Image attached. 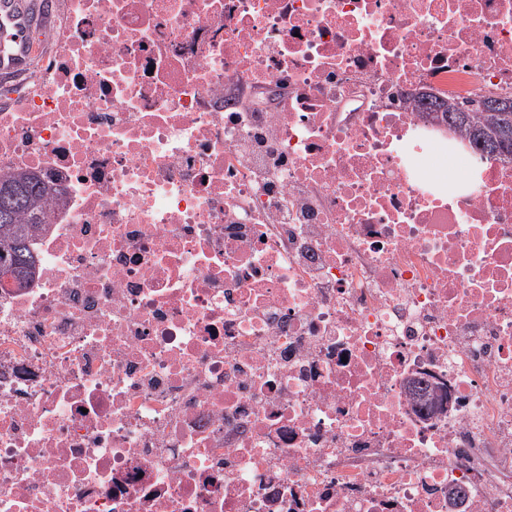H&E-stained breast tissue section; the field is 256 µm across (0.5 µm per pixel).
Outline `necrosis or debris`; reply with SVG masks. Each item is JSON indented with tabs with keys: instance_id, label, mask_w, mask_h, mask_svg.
I'll return each instance as SVG.
<instances>
[{
	"instance_id": "4bbe7bcc",
	"label": "necrosis or debris",
	"mask_w": 512,
	"mask_h": 512,
	"mask_svg": "<svg viewBox=\"0 0 512 512\" xmlns=\"http://www.w3.org/2000/svg\"><path fill=\"white\" fill-rule=\"evenodd\" d=\"M0 87V512H512V0H59ZM475 163L463 190L446 173ZM484 98V99H482ZM464 101H445L435 97L442 109L437 118L467 137L477 148L489 147V158L508 157L512 160V99L487 96ZM490 101L501 102L502 107L492 109ZM506 130L508 132L505 136ZM48 189L32 175H0V279L27 282L38 258L31 240L45 224L42 202Z\"/></svg>"
}]
</instances>
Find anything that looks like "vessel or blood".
Listing matches in <instances>:
<instances>
[{"label": "vessel or blood", "mask_w": 512, "mask_h": 512, "mask_svg": "<svg viewBox=\"0 0 512 512\" xmlns=\"http://www.w3.org/2000/svg\"><path fill=\"white\" fill-rule=\"evenodd\" d=\"M27 0H0V72L26 67L32 42Z\"/></svg>", "instance_id": "b4317fda"}]
</instances>
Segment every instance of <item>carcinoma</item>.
I'll return each instance as SVG.
<instances>
[{
	"mask_svg": "<svg viewBox=\"0 0 512 512\" xmlns=\"http://www.w3.org/2000/svg\"><path fill=\"white\" fill-rule=\"evenodd\" d=\"M441 121L488 157L512 159V99L487 96L464 101L436 102ZM48 189L32 175H0V279L23 283L35 273L38 258L31 240L45 223L42 202Z\"/></svg>",
	"mask_w": 512,
	"mask_h": 512,
	"instance_id": "1",
	"label": "carcinoma"
}]
</instances>
